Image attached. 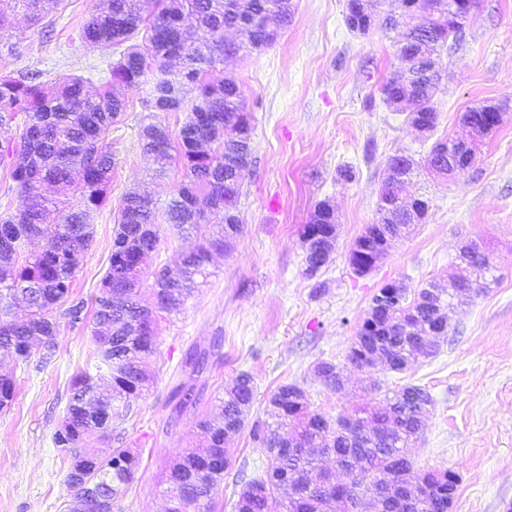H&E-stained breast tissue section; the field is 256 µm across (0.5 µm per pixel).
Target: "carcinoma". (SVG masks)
I'll use <instances>...</instances> for the list:
<instances>
[{"instance_id": "carcinoma-1", "label": "carcinoma", "mask_w": 512, "mask_h": 512, "mask_svg": "<svg viewBox=\"0 0 512 512\" xmlns=\"http://www.w3.org/2000/svg\"><path fill=\"white\" fill-rule=\"evenodd\" d=\"M146 0H108L79 31L82 43L99 50H119L108 63L109 79L95 90L88 79L20 73L0 76V131L24 116L16 142L0 148V164L7 167L19 199L13 212L0 216V353L16 363L42 369L55 356L59 321L55 309L65 307L68 324L85 322V304L66 306L75 274L93 240L91 218L107 199L112 181V125L127 110V101L112 92V84L137 89L147 84L144 107L154 112H180L189 86L197 90L177 137L160 123L144 127L142 148L159 171L173 161L182 164L183 181L170 199L168 223L184 234L206 220L197 207L204 197L211 211H230L226 225L203 242H190L182 253L176 277L165 269L154 273V304L139 300L143 256L157 249L160 237L152 202L136 191L125 195L119 208L110 264L95 299L91 323L94 351L86 368L70 380L69 399L53 441L69 462L66 485L85 505V512H112L113 501L125 493L140 465L128 448H109L95 465L79 470L76 461L91 438L112 444L114 426L122 423L133 403L148 388V360L156 354L158 318L178 310L194 290L195 276L205 273L213 255L224 252V240L237 236L236 214L241 186L250 172L251 125L240 107L237 83L217 75L224 56L242 50L272 46L279 30L291 18V0H155L153 14L144 16ZM379 0H349L345 23L364 32L354 20L377 14ZM65 7L63 0H0V12L20 10L34 25L52 26L50 13ZM471 15L465 0H419L417 12L404 21L398 50L403 69L399 81L382 87L384 101L398 110L436 111L434 98L441 75L434 55L448 39H457ZM234 28L240 40L224 41V28ZM144 33L142 43L132 42ZM463 121L479 136L495 128L496 113L478 105ZM453 139L443 137L409 176L427 168ZM399 186L383 181L378 219L365 227L356 247L373 248L376 238L393 228L400 238L411 217L398 202ZM58 213L46 222L50 210ZM325 203L315 206L303 226L306 271L312 267L315 243H307L308 229L316 225L328 235L333 223L324 217ZM469 267L473 285L454 295L432 279L414 292L391 296L389 285L378 291L384 305L370 307L347 353L356 368L367 366V354L377 349L388 369L404 372L417 359L424 336L433 328L438 309L464 304L485 287L493 266L486 253L474 247L459 255ZM22 300L25 313L13 307ZM315 373L324 387L344 386L336 364L321 361ZM16 397L13 377H0V412L11 409ZM255 397L251 374L239 373L220 398L219 411L199 423L205 441L199 448L178 454L169 466L166 482L171 512H209L220 481L211 476L229 467L226 435L240 432ZM433 399L426 389L405 385L386 403L364 407L352 417L354 427L342 430L343 418L329 420L311 412L305 391L295 383L280 385L269 397L266 419L252 425V436L265 453L264 476L241 491L236 512H268L269 498L280 496L283 512H322L330 504L338 512H356L360 501L376 495L383 512H448L457 490V475L450 469L414 471L405 449L421 434L423 419ZM333 440L336 463L349 467L360 459V473L352 475L346 494H336V479L328 472L311 477L317 469L315 453Z\"/></svg>"}]
</instances>
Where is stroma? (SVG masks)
<instances>
[{
    "label": "stroma",
    "instance_id": "stroma-1",
    "mask_svg": "<svg viewBox=\"0 0 512 512\" xmlns=\"http://www.w3.org/2000/svg\"><path fill=\"white\" fill-rule=\"evenodd\" d=\"M53 13L52 31L21 14L0 17V39L15 53L0 54V74H74L105 82V52L86 48L81 26L104 0H67ZM293 14L272 46L226 58L252 117V166L237 212L242 232L179 311L160 322L153 380L131 414L116 428L121 447L140 465L112 512H166L164 483L173 459L202 440L199 421L240 372L252 375L250 420L263 417L280 385L304 389L310 408L334 419L381 401L385 392L415 384L433 399L420 439L409 453L415 469H450L459 477L449 512H512V0H478L458 41L438 56L443 73L435 105L438 122L423 134L403 112L389 108L380 87L399 67V30L375 24L363 33L345 24L347 0H292ZM145 90L125 91L129 107L112 127L115 167L107 202L93 219L94 237L76 273L71 302L93 307L109 267L118 206L135 190L157 214L183 180L180 165L163 174L141 146V130L156 121L177 133L181 112L149 113ZM498 104L499 128L479 144L469 168L441 180L422 174L406 183L403 197L423 195L424 220L396 241L368 274L356 275L348 254L366 225L374 223L389 157L422 160L432 144L466 139L461 116L470 107ZM352 167V181L339 180ZM336 211V246L316 275H307L301 230L320 202ZM160 245L143 265L141 299L153 302V273L177 269L184 240L159 226ZM468 240L480 243L496 279L472 303L450 310L448 334L435 356L397 373L382 365L357 369L346 355L371 298L386 283L414 291L426 281L458 275L456 255ZM219 345L201 376L184 362L192 350ZM93 351L90 329L61 323L58 349L37 370L0 357V374L17 384L12 408L0 414V512H73L64 484L68 462L52 434L62 421L72 376ZM342 368L346 385L332 392L315 377L317 362ZM194 386L197 403L172 413L179 384ZM230 466L213 512H236L241 490L263 474L267 459L249 430L227 443Z\"/></svg>",
    "mask_w": 512,
    "mask_h": 512
}]
</instances>
